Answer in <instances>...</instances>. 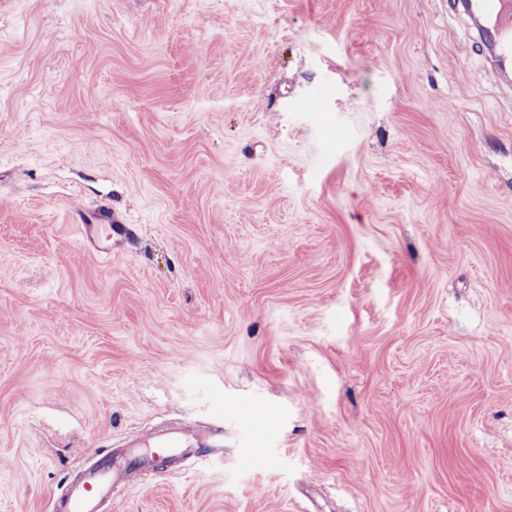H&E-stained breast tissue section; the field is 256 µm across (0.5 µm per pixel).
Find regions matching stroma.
<instances>
[{"label": "stroma", "mask_w": 512, "mask_h": 512, "mask_svg": "<svg viewBox=\"0 0 512 512\" xmlns=\"http://www.w3.org/2000/svg\"><path fill=\"white\" fill-rule=\"evenodd\" d=\"M482 63L448 0H0V512L185 423L103 512H512ZM79 234L83 243L88 245L100 258H112V231L120 230L124 221L110 210H98L90 215L76 214Z\"/></svg>", "instance_id": "stroma-1"}]
</instances>
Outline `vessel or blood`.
Returning a JSON list of instances; mask_svg holds the SVG:
<instances>
[{"label":"vessel or blood","mask_w":512,"mask_h":512,"mask_svg":"<svg viewBox=\"0 0 512 512\" xmlns=\"http://www.w3.org/2000/svg\"><path fill=\"white\" fill-rule=\"evenodd\" d=\"M452 9L468 17L475 30L492 25L494 37L484 44L486 57L495 72H512V0H453ZM76 218L82 242L98 257L111 258L112 233L122 228V218L109 210L89 215L80 212ZM193 435L190 429L178 431L146 452H134L120 460L112 453H103L91 472L56 498L54 512H99L101 503L111 497L114 485H137L150 468L166 462Z\"/></svg>","instance_id":"1"}]
</instances>
